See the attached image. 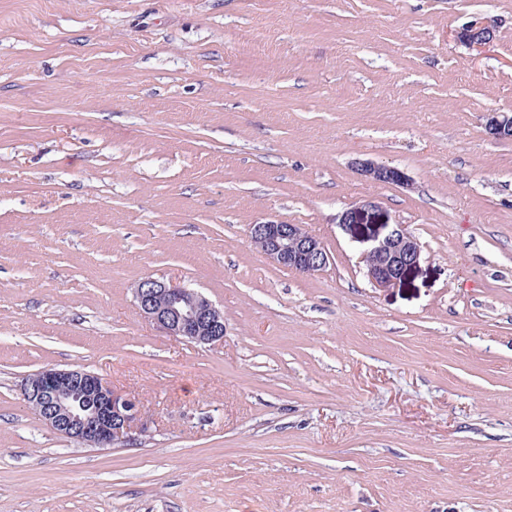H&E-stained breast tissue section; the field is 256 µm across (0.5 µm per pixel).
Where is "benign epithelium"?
I'll return each instance as SVG.
<instances>
[{
  "mask_svg": "<svg viewBox=\"0 0 512 512\" xmlns=\"http://www.w3.org/2000/svg\"><path fill=\"white\" fill-rule=\"evenodd\" d=\"M492 30L487 19L479 18L463 28L460 38L480 49L492 42L487 37ZM485 128L495 139L511 138L512 118L490 113ZM359 167L373 182L408 184L404 173L395 167L370 161L360 162ZM375 208L372 201L351 207L342 214L340 226L351 239L366 245L361 260L371 284L392 288L420 264L422 250L402 224L384 225L382 235L370 230L365 221ZM249 239L262 244L261 253L271 262L298 273H318L330 261L324 245L300 224H252ZM187 293L179 282L145 278L134 289L135 305L140 316L169 336L195 344L223 340L224 313L199 292L187 301ZM21 390L26 402L41 407L47 427L88 446H124L147 432L138 400L83 368H43L24 378Z\"/></svg>",
  "mask_w": 512,
  "mask_h": 512,
  "instance_id": "7a95c632",
  "label": "benign epithelium"
}]
</instances>
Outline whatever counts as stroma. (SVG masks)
<instances>
[{
	"instance_id": "stroma-1",
	"label": "stroma",
	"mask_w": 512,
	"mask_h": 512,
	"mask_svg": "<svg viewBox=\"0 0 512 512\" xmlns=\"http://www.w3.org/2000/svg\"><path fill=\"white\" fill-rule=\"evenodd\" d=\"M488 112L512 115V0H0V512H512ZM366 200L423 246L400 286L340 227ZM266 222L328 266L266 259ZM147 277L211 300L223 341L143 319ZM49 366L134 395L147 435L51 431L20 391ZM493 26L486 18H479L470 22L462 32L460 38L472 48H483L492 42V38L487 37V32H491ZM358 165L362 174L373 182L409 185V180L398 168L378 165L370 161H362ZM249 239L262 244L261 253L271 262L298 273H318L330 261L324 245L299 224H252Z\"/></svg>"
}]
</instances>
